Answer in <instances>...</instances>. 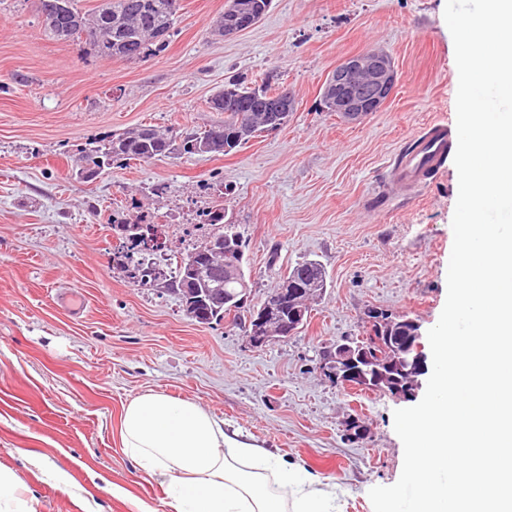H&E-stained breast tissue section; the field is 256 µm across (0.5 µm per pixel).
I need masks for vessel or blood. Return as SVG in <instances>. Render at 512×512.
<instances>
[{
    "label": "vessel or blood",
    "mask_w": 512,
    "mask_h": 512,
    "mask_svg": "<svg viewBox=\"0 0 512 512\" xmlns=\"http://www.w3.org/2000/svg\"><path fill=\"white\" fill-rule=\"evenodd\" d=\"M457 138V129L435 122L424 127L414 138L411 148L402 150L393 163V182L408 189L421 185L430 171L446 163Z\"/></svg>",
    "instance_id": "b4317fda"
}]
</instances>
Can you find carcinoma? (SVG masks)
<instances>
[{
	"label": "carcinoma",
	"mask_w": 512,
	"mask_h": 512,
	"mask_svg": "<svg viewBox=\"0 0 512 512\" xmlns=\"http://www.w3.org/2000/svg\"><path fill=\"white\" fill-rule=\"evenodd\" d=\"M271 2L226 0L217 34L224 35L230 11L265 14ZM66 6L57 26L45 28L50 37L81 42L89 53L101 59L140 61L166 46L180 10V0H101L90 11L78 7L77 0H66ZM272 81L274 77L266 76L249 86L237 81L224 83V88L208 101V108L224 114V118L200 131L162 134L151 126H137L91 143L81 151L75 175L82 178L88 172L94 178L114 164L131 160L145 162L172 154L226 156L235 153L250 139L282 126L293 111L286 101L282 103L283 118L268 110L280 90L272 86ZM205 223L210 226L206 240L175 256L174 274L168 276L163 272L159 281L140 276L141 269L150 262L133 258L135 253L155 256L141 247L143 225L114 223L112 231L117 243L113 248V263L131 283L141 288H165L177 295L188 315L203 313L207 324L226 318L235 322L240 319L243 298L251 283L243 268L227 273L224 260H210L205 255V245L210 239L222 238L234 259L243 254L244 241L235 225L225 220L222 211L205 214ZM299 287L313 290L315 298L323 293L326 276L321 264L304 262L288 271L267 293L261 307L271 304L273 296Z\"/></svg>",
	"instance_id": "cac0c4a2"
}]
</instances>
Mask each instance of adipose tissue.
Wrapping results in <instances>:
<instances>
[{
  "instance_id": "obj_1",
  "label": "adipose tissue",
  "mask_w": 512,
  "mask_h": 512,
  "mask_svg": "<svg viewBox=\"0 0 512 512\" xmlns=\"http://www.w3.org/2000/svg\"><path fill=\"white\" fill-rule=\"evenodd\" d=\"M119 436L124 455L166 483L172 512H325L339 496L190 400L143 392L124 406Z\"/></svg>"
}]
</instances>
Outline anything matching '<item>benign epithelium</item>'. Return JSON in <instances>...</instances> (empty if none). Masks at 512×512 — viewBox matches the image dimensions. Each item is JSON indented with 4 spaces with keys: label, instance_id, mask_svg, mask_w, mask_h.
I'll return each mask as SVG.
<instances>
[{
    "label": "benign epithelium",
    "instance_id": "1",
    "mask_svg": "<svg viewBox=\"0 0 512 512\" xmlns=\"http://www.w3.org/2000/svg\"><path fill=\"white\" fill-rule=\"evenodd\" d=\"M397 82L391 57L373 50L341 60L332 71L325 88L335 111L348 122H357L379 111L390 99ZM306 289L300 288L279 301L290 308L286 320L277 322V335H270L269 322L253 316L245 326L248 343L263 347L275 340H284L299 329L305 311ZM374 335L365 345L344 341L328 352L323 370L334 381L346 387L366 388L404 401L416 398L421 377L428 373L427 355L422 343L421 324L413 318H401L398 325L406 336L397 346H386L381 333L392 329L389 317L369 312Z\"/></svg>",
    "mask_w": 512,
    "mask_h": 512
}]
</instances>
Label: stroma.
Returning a JSON list of instances; mask_svg holds the SVG:
<instances>
[{
    "label": "stroma",
    "instance_id": "stroma-1",
    "mask_svg": "<svg viewBox=\"0 0 512 512\" xmlns=\"http://www.w3.org/2000/svg\"><path fill=\"white\" fill-rule=\"evenodd\" d=\"M224 4L181 0L166 46L130 62L50 38L34 0H0V468L28 512H169L165 486L118 437L123 404L150 389L340 484L339 512H373L370 489L401 475L403 401L336 384L323 365L333 344L365 337L368 309L426 332L444 307L457 169L447 163L412 194L391 188L390 172L422 127L457 118L446 0H272L259 23L219 39ZM375 48L397 71L391 99L353 123L323 111L336 64ZM268 75L294 110L238 152L73 177L91 140L144 124L204 129L225 82ZM216 209L246 241L247 307L298 263L322 265L327 288L301 332L252 347L232 321L199 324L177 296L114 269L113 214L163 225L176 251L203 239L195 225ZM70 288L83 298L77 315L54 301ZM353 419L366 428L357 441L345 435Z\"/></svg>",
    "mask_w": 512,
    "mask_h": 512
}]
</instances>
